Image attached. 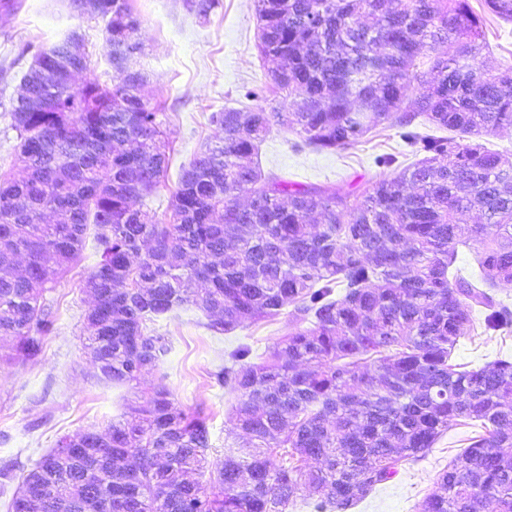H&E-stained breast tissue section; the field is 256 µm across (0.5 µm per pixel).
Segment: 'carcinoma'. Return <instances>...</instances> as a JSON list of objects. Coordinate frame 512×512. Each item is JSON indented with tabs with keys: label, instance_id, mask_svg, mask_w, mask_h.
<instances>
[{
	"label": "carcinoma",
	"instance_id": "cac0c4a2",
	"mask_svg": "<svg viewBox=\"0 0 512 512\" xmlns=\"http://www.w3.org/2000/svg\"><path fill=\"white\" fill-rule=\"evenodd\" d=\"M485 2L512 20V0ZM254 3L259 51L278 62L270 84L291 111L212 113L222 137L182 167L167 218L136 206L169 158L144 74L129 68L142 51L129 0H71L107 19L115 79L74 86L88 64L70 57L75 33L34 52L9 109L24 175H0V342L14 364L43 355L55 323L43 293L91 225L100 260L82 285L85 348L115 386L169 352L150 328L161 316L194 307L225 334L292 308L261 361L242 343L214 373L235 395L230 433L243 445H227L209 483L195 479L209 417L159 383L107 429L59 437L18 476L0 469L18 479L9 512H288L302 489L316 512H348L461 419L479 431L418 512H512V359L452 363L476 324L512 327V308L485 290L512 285V158L478 142L512 127V65L479 62L468 0ZM219 6L184 0L202 19ZM419 116L459 139L418 131ZM387 121L421 159L358 194L266 176L253 161L275 125L337 150ZM460 245L476 247L479 274L453 267Z\"/></svg>",
	"mask_w": 512,
	"mask_h": 512
}]
</instances>
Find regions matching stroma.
<instances>
[{
    "label": "stroma",
    "instance_id": "obj_1",
    "mask_svg": "<svg viewBox=\"0 0 512 512\" xmlns=\"http://www.w3.org/2000/svg\"><path fill=\"white\" fill-rule=\"evenodd\" d=\"M130 3L141 21L138 37L143 54L135 63L146 76L142 92L161 104V120L171 149L164 184L141 201L142 208L161 216L168 210L182 165L222 135L210 123L211 113L244 107V87L266 81L273 64L258 49L253 0H221L206 20L189 13L182 0ZM469 3L483 19L489 45L482 64L488 68L512 65V22L492 14L485 0ZM104 28V20L77 13L70 0H24L18 13H0L1 174L16 176L21 171L19 140L8 112L32 62L31 55L21 53V46L30 43L47 48L77 32L89 64L76 75V84H108L114 71L101 51ZM382 154L395 156L392 168L375 164V157ZM414 160L398 128L388 123L355 147L338 151L302 146L293 132L276 127L259 143L254 157L264 175L330 186L340 192L363 190ZM98 259L94 247L86 246L80 261L54 288L44 292L43 302L52 307L56 322L45 338L42 357L23 365L0 367V468L30 469L58 437L88 427L107 428L123 413L125 400L161 382L182 405L209 415L212 446L208 468L216 470L224 457L234 399L214 383L211 374L223 365L225 353L238 344L250 345L254 357H262L287 334L289 315L281 314L271 322H247L224 335L210 331L205 315L194 308L161 317L154 327L170 337V353L138 385L116 387L100 379L83 348L90 298L81 282ZM501 356H512V329L461 339L454 360L472 368ZM470 433V427L451 425L424 458L401 462L396 475L352 512H416L417 504L434 489L438 473L463 451Z\"/></svg>",
    "mask_w": 512,
    "mask_h": 512
}]
</instances>
